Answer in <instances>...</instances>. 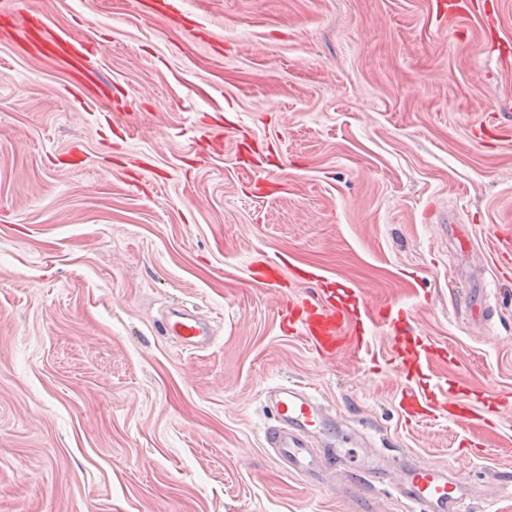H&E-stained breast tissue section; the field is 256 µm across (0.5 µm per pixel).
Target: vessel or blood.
<instances>
[{"label":"vessel or blood","instance_id":"obj_1","mask_svg":"<svg viewBox=\"0 0 512 512\" xmlns=\"http://www.w3.org/2000/svg\"><path fill=\"white\" fill-rule=\"evenodd\" d=\"M18 39L28 52L48 60L63 56L87 59L94 53L89 44L50 34L34 41L22 33ZM250 269L253 280L270 286L280 285L287 277L307 281L316 278L313 272L290 270L273 259L252 263ZM282 306L289 330L300 335L323 359L347 352L368 353L370 328L391 327L400 320L399 312L392 307L368 302L364 303L362 314L353 315L332 288L320 289L316 297L301 302L283 301ZM161 326L188 350L205 348L212 341L210 324L180 306L168 311ZM393 353L406 381L399 402L404 420L420 421L444 414L449 421L466 428H494L503 417L512 416V396L491 393L470 382L455 385L447 393L425 377V367L434 359L447 357V349L426 343L410 348L400 341ZM267 399L274 409L275 421L266 427L265 441L290 472L320 480L337 475L347 488L365 494L377 488L393 490L404 501L406 512H469V473L451 472L430 462L384 460L368 455L357 436L339 424L335 412L305 386L293 382L274 386L268 390Z\"/></svg>","mask_w":512,"mask_h":512}]
</instances>
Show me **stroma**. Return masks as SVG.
Here are the masks:
<instances>
[{"label": "stroma", "instance_id": "stroma-1", "mask_svg": "<svg viewBox=\"0 0 512 512\" xmlns=\"http://www.w3.org/2000/svg\"><path fill=\"white\" fill-rule=\"evenodd\" d=\"M171 2L197 30L149 0L0 17V512H359L265 447V392L291 381L371 447L473 472L471 512H512L481 490L512 468L511 428L405 423L386 329L372 358L320 361L246 275L259 254L314 268L410 311L405 338L448 350L433 378L512 393L492 251L512 225V0L452 27L443 0ZM34 14L93 57L51 68L16 45ZM219 125L263 146L274 193L231 146L196 154ZM178 304L211 321L208 348L162 334Z\"/></svg>", "mask_w": 512, "mask_h": 512}]
</instances>
